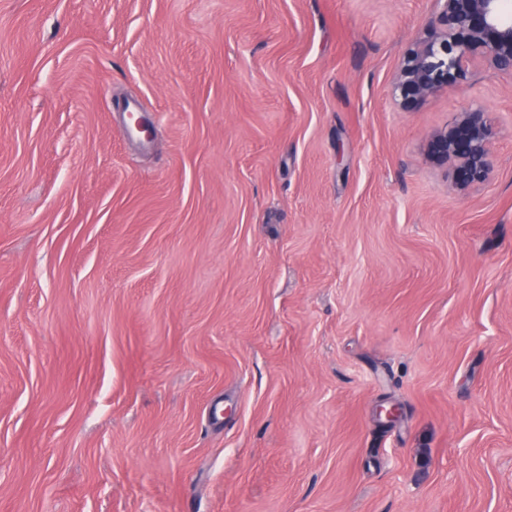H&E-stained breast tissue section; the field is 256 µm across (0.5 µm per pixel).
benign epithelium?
I'll return each instance as SVG.
<instances>
[{
	"label": "benign epithelium",
	"mask_w": 512,
	"mask_h": 512,
	"mask_svg": "<svg viewBox=\"0 0 512 512\" xmlns=\"http://www.w3.org/2000/svg\"><path fill=\"white\" fill-rule=\"evenodd\" d=\"M441 9L428 34L403 54L393 85L397 105L415 109L443 89H464L476 64L512 75V22L504 21V0H438ZM494 127L488 113L465 111L429 143L430 158L451 164L460 188L484 181L490 170L488 145Z\"/></svg>",
	"instance_id": "7a95c632"
}]
</instances>
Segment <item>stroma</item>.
Wrapping results in <instances>:
<instances>
[{"mask_svg":"<svg viewBox=\"0 0 512 512\" xmlns=\"http://www.w3.org/2000/svg\"><path fill=\"white\" fill-rule=\"evenodd\" d=\"M439 10L0 0V512H512V77L395 105ZM493 135L494 127L487 112L465 111L452 127L431 138L429 156L436 163H450L455 184L465 188L487 178L488 145Z\"/></svg>","mask_w":512,"mask_h":512,"instance_id":"1","label":"stroma"}]
</instances>
